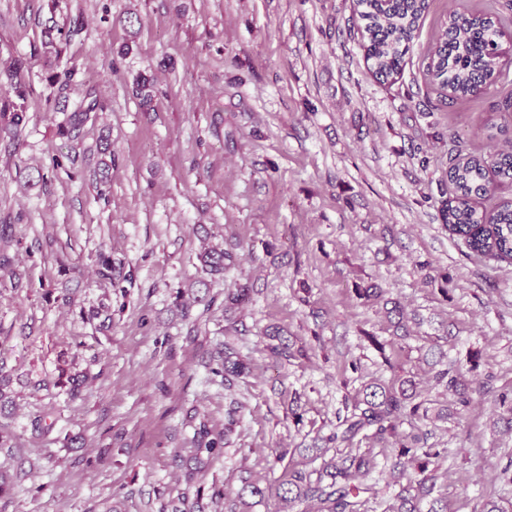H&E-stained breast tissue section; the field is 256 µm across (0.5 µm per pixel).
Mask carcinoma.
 Returning a JSON list of instances; mask_svg holds the SVG:
<instances>
[{
    "instance_id": "cac0c4a2",
    "label": "carcinoma",
    "mask_w": 512,
    "mask_h": 512,
    "mask_svg": "<svg viewBox=\"0 0 512 512\" xmlns=\"http://www.w3.org/2000/svg\"><path fill=\"white\" fill-rule=\"evenodd\" d=\"M428 6L427 0H353V12L362 22V47L369 74L380 80H396L405 65V56L413 43L419 21ZM81 15L71 18L67 31L49 25L45 29L48 44H54V33L69 38L81 32ZM501 30L496 22L484 15L453 12L444 23L436 45L427 54L426 71L440 88L456 97L473 95L492 84L501 74L497 58L501 55ZM135 94L147 105L152 100V82L141 75L135 84ZM96 102L79 105L67 121L58 126L59 134L69 137L95 111ZM0 115L11 116L19 126L23 115L11 98L0 99ZM448 184L452 197L442 201V215L448 232L461 240L473 253L512 261V202H503L491 211L482 209L479 199L493 185H512V147L486 155L457 153L448 166ZM233 255L215 252L207 256L208 273L221 275ZM358 295L372 305H388L383 290L372 285L357 289ZM388 321L397 335L396 341L408 338L404 314L398 306L386 310ZM269 357L286 361L296 351L282 341L267 345ZM224 366V381L230 386L245 372L246 365L237 348L224 343L219 353ZM435 384L454 396L455 403L466 407L471 402L470 387L455 365L440 351L431 363ZM55 384L68 388L70 400L82 396L88 375L73 370L72 363L61 357ZM11 377L6 360L0 358V453L16 455L23 448L22 438L9 422L14 405L10 389ZM448 420V406H432L419 383L412 377H397L389 382L373 378L362 385L352 403V411L327 438L333 449H319L320 466L311 471L288 472L278 487L276 496L288 504L312 506L315 512H361L363 493H375L373 475L389 471L397 476L398 490L387 501L379 502L382 512H447L438 490V462L448 455V449L428 443L431 432H405L406 422L424 424ZM369 440L391 448L385 462H379L370 452L356 447ZM192 452L197 458L221 454L224 437H209L206 426L194 433ZM270 487L261 486L250 476L241 477L236 493L239 507L229 512H250L253 503L266 499Z\"/></svg>"
}]
</instances>
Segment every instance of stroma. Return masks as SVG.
<instances>
[{"label":"stroma","instance_id":"1","mask_svg":"<svg viewBox=\"0 0 512 512\" xmlns=\"http://www.w3.org/2000/svg\"><path fill=\"white\" fill-rule=\"evenodd\" d=\"M452 9L512 30L507 0H428L401 76L383 83L366 71L352 0H0V95L15 62L26 85L25 122L0 120V351L30 470L0 512H160L183 495L210 504L217 488L232 501L242 476L267 485L312 468L361 383L417 371L433 346L472 389L431 437L448 451L447 512L488 498L512 512L499 478L512 433L496 424L512 398V263L472 253L440 212L457 149L512 139V69L463 99L433 84L424 55ZM77 13L81 34L47 52V18ZM68 69L71 86H51ZM141 73L154 80L147 112L131 93ZM87 91L100 110L59 135ZM490 122L505 128L493 141ZM104 140L100 197L89 176ZM210 246L236 257L224 278L202 268ZM370 281L415 316L403 345L369 344L389 336L355 292ZM242 285L248 308H227ZM103 304L108 334L89 317ZM275 332L304 356L272 366ZM227 340L250 363L230 389L213 359ZM63 352L94 375L83 401L30 387ZM234 400L228 444L187 486L196 428L223 431ZM44 414L54 425L35 434Z\"/></svg>","mask_w":512,"mask_h":512}]
</instances>
